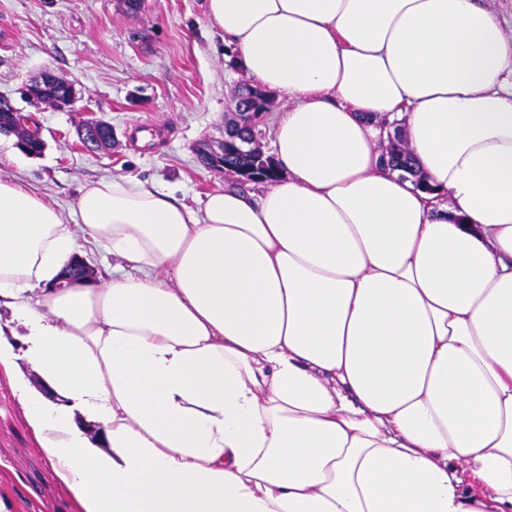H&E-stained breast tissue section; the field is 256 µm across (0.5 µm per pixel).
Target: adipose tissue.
Returning <instances> with one entry per match:
<instances>
[{
	"label": "adipose tissue",
	"instance_id": "obj_1",
	"mask_svg": "<svg viewBox=\"0 0 512 512\" xmlns=\"http://www.w3.org/2000/svg\"><path fill=\"white\" fill-rule=\"evenodd\" d=\"M284 105L194 209L0 178V378L73 512H512V34L480 0H207ZM401 128L416 172L386 147ZM110 281L60 287L84 244ZM29 364L45 383L22 371Z\"/></svg>",
	"mask_w": 512,
	"mask_h": 512
}]
</instances>
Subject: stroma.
Segmentation results:
<instances>
[{"label": "stroma", "instance_id": "stroma-1", "mask_svg": "<svg viewBox=\"0 0 512 512\" xmlns=\"http://www.w3.org/2000/svg\"><path fill=\"white\" fill-rule=\"evenodd\" d=\"M206 0H0V97L9 99L45 147L29 156L15 136L0 137V178L16 181L63 209L81 185L131 176L199 207L207 192L232 174L203 167L198 149L224 136L237 94L250 81L226 63L221 35L205 17ZM70 82L76 102L58 110L21 89L41 72ZM111 123L105 150L81 145L78 127ZM152 121L167 132L150 150L133 130ZM0 498L13 512H72L52 482L22 409L0 380Z\"/></svg>", "mask_w": 512, "mask_h": 512}]
</instances>
